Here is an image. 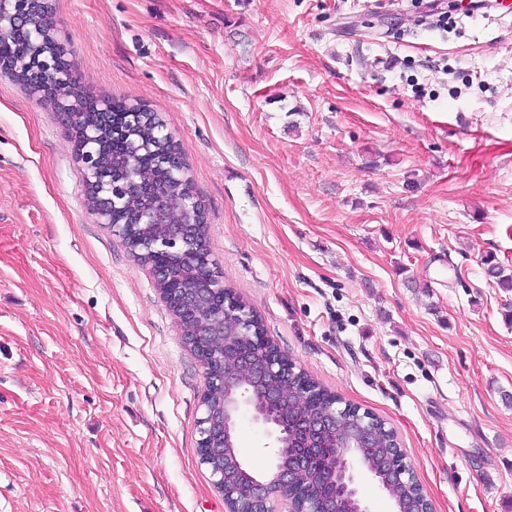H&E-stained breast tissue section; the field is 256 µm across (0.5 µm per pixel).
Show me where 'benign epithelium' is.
Returning a JSON list of instances; mask_svg holds the SVG:
<instances>
[{
  "label": "benign epithelium",
  "instance_id": "obj_1",
  "mask_svg": "<svg viewBox=\"0 0 512 512\" xmlns=\"http://www.w3.org/2000/svg\"><path fill=\"white\" fill-rule=\"evenodd\" d=\"M0 0V38L10 33V25L27 26L34 37L43 33L42 25L27 16L13 13L9 16L7 3ZM80 182L87 188L100 184L102 191L112 192L108 180L102 178L96 154L85 150L79 157ZM113 235L127 247L143 257L161 247L172 265L193 261L195 274L189 283L173 280L170 269L155 268L153 272L163 300L174 312L184 338L191 345L203 366H220V371L207 375V385L200 403L203 415L197 421L200 439L197 454L214 477V485L224 496L227 512H255V505L261 502L286 501L288 512H321L319 494L311 489L300 495L291 491L294 476L299 473L316 475L311 463L314 449L297 446V436L281 418L280 407L288 403L290 394L282 381L290 375H297L295 366L279 351L267 344L264 336L252 335L253 319L238 318L237 332L242 339L254 344L256 357L250 360L227 364L224 362V318L228 310L210 309L214 303L224 304V281L214 271V262L207 243L197 238L195 225L162 224L159 232L143 239L127 241V231L122 224L111 225ZM264 381L261 392L255 394L243 387L244 378ZM249 410L255 422L263 425L275 448L274 462L268 476L254 478L249 483L230 481L224 468L239 465L236 460L234 433L243 410ZM342 429L344 435L338 448L337 477L340 495L349 503L348 512H368L358 496L354 471L361 465L360 449L369 446L372 438V419L366 413L352 415L347 407L336 404L310 418L306 424L307 436L336 433ZM411 473L408 468L393 465L381 466L378 485L383 491L392 484H401Z\"/></svg>",
  "mask_w": 512,
  "mask_h": 512
}]
</instances>
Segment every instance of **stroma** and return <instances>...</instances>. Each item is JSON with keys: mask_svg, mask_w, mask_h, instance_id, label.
Listing matches in <instances>:
<instances>
[{"mask_svg": "<svg viewBox=\"0 0 512 512\" xmlns=\"http://www.w3.org/2000/svg\"><path fill=\"white\" fill-rule=\"evenodd\" d=\"M48 0L80 90L182 144L224 282L392 428L433 512H512V0ZM205 370L0 71V512H225ZM256 471L273 450L243 416Z\"/></svg>", "mask_w": 512, "mask_h": 512, "instance_id": "stroma-1", "label": "stroma"}]
</instances>
